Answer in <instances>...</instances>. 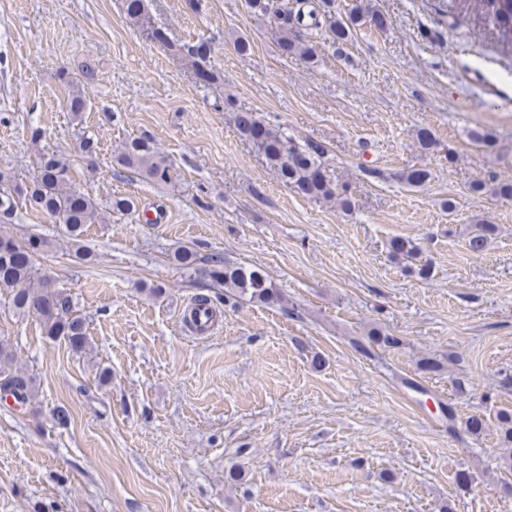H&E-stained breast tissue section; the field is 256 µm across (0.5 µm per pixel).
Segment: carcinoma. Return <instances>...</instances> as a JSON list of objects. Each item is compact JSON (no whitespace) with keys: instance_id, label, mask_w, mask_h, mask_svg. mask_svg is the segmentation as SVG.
I'll return each mask as SVG.
<instances>
[{"instance_id":"obj_1","label":"carcinoma","mask_w":512,"mask_h":512,"mask_svg":"<svg viewBox=\"0 0 512 512\" xmlns=\"http://www.w3.org/2000/svg\"><path fill=\"white\" fill-rule=\"evenodd\" d=\"M471 3L480 11L484 22L497 31L499 38L512 44V0H438L442 5L439 13L446 17L450 10L462 12ZM331 4L332 0H295L292 7H276L272 0H247L253 13L273 16L282 55L298 56L308 62L315 61L316 57V49L307 39V31L311 29L324 25L332 35V43L342 44L350 38L352 28L362 21L379 30L388 26L384 15L376 12L367 15L358 6L350 10L345 21L329 17ZM180 52L193 59L194 74L203 84L216 80L215 72L206 67L210 53L207 43L186 45ZM67 83L72 90L67 97L66 109L77 116L88 107L86 91L70 78ZM233 121L239 136L247 140L280 181L296 193L315 201L337 202L344 206L349 203L347 189H339L324 166L325 148L322 145L312 143L301 147L249 110L234 113ZM113 162L156 184L171 181V165L150 138L127 139ZM68 172L69 165L60 155L53 152L42 155L38 174L31 184L23 188L16 186L11 193L0 192V212L6 214L13 208V195L25 196L32 207L64 226L75 257L88 261L91 254L82 244L85 226L100 219L101 212L89 195L69 187ZM489 182L493 183L497 195L512 199V180L500 179L494 173L489 174L486 181L472 183L471 191L479 194ZM495 233L494 224L472 225L467 240L469 251L475 255L484 253ZM49 246L50 241L40 235L32 234L18 240L0 229V300L16 316L33 317L39 321L48 338L63 341L74 352L82 353L88 346L85 319L77 313L66 293L36 278L35 258L47 252ZM390 248L393 254L409 258L415 257L418 251L412 240L402 237L392 239ZM209 265L211 279L224 285V302L241 299L271 306L285 304L281 291L262 267L246 266L219 254L210 257ZM355 345L367 352L376 347L396 349L403 345V339L388 331L372 329L368 332L367 342L357 339ZM13 361L12 349L1 341L0 397L10 396L23 405L35 398L36 390L33 379L14 369ZM496 421L504 468L512 470V411H499Z\"/></svg>"}]
</instances>
